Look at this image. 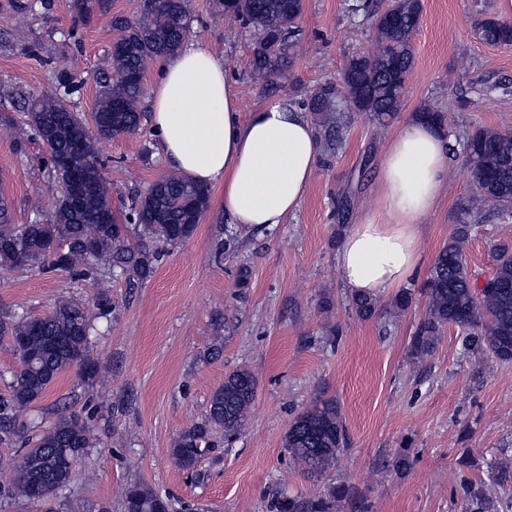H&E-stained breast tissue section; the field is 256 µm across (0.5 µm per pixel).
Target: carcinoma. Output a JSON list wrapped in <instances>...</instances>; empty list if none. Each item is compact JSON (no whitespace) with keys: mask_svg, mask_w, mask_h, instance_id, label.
Instances as JSON below:
<instances>
[{"mask_svg":"<svg viewBox=\"0 0 512 512\" xmlns=\"http://www.w3.org/2000/svg\"><path fill=\"white\" fill-rule=\"evenodd\" d=\"M230 26L237 24L254 37L251 59L253 78L270 81L287 76L296 64V47L302 40L299 19L302 0H218ZM78 19L93 10L103 13L106 0H68ZM371 20L378 49L352 56L342 73V88L320 87L304 106L319 128L328 150L343 146L346 114L357 112L378 128H385L400 110L405 84L414 66L412 37L419 28L420 0H388L384 8L360 6ZM191 0H141L135 19L117 16L111 27L118 32L112 41L110 74L99 78L97 123L94 129L72 111L53 91L28 99L29 120L46 149V163L59 186L69 183L70 170L61 160L72 154L74 144L84 162L78 168L84 195L71 205L65 191L47 224H16L10 204L0 198V269L29 267L40 271H67L80 280L123 277L133 288L155 271L158 246L173 245L191 237L207 210L210 189L189 178L170 174L159 178L139 197L125 218L112 208L108 182L99 161L97 144L140 128L145 76L151 65L174 56L190 33ZM484 43L512 46V27L497 18L475 24ZM465 160L477 194L466 210L479 213L492 202L512 204V131L479 128L464 144ZM247 227L226 225L215 245V257L237 251ZM469 225L460 224L436 255L421 292L426 309L411 341L416 362L430 358L447 327L458 328L462 347L471 354L487 353L512 362V247L496 246V267L490 284L474 285L464 243ZM379 300L352 298L355 313L364 319L378 310ZM94 325L85 306L62 297L43 316H14L0 320V336H7L19 359L8 397L0 400V433L10 432L9 413L38 403L58 376L78 366L89 380L103 365L90 358ZM257 389L253 373L239 367L224 377L209 400L201 421L183 429L173 443L172 455L179 465L192 470L201 454L212 446L213 431L224 432V443L245 429ZM347 443L346 428L336 402L317 401L299 413L285 437L295 466L308 479H319L334 466ZM95 438L75 415L61 416L39 433L33 445L21 453L15 468L13 494L32 503L47 504L71 482L75 469ZM348 491L336 489V500L300 502L292 497L275 498L270 512H339ZM123 507L135 512H172L171 500L146 484L124 487ZM495 492L485 486L464 487L463 512H498Z\"/></svg>","mask_w":512,"mask_h":512,"instance_id":"obj_1","label":"carcinoma"}]
</instances>
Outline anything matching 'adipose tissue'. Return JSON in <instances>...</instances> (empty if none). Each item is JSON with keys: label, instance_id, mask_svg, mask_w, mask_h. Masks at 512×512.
Returning a JSON list of instances; mask_svg holds the SVG:
<instances>
[{"label": "adipose tissue", "instance_id": "ef3b65f1", "mask_svg": "<svg viewBox=\"0 0 512 512\" xmlns=\"http://www.w3.org/2000/svg\"><path fill=\"white\" fill-rule=\"evenodd\" d=\"M152 129L168 164L224 187L234 224L275 229L298 212L319 161L312 124L277 100L242 114L222 60L190 42L151 88ZM448 176V141L432 123L404 124L385 150L376 204L349 225L337 251L344 288L384 297L421 271L420 223Z\"/></svg>", "mask_w": 512, "mask_h": 512}]
</instances>
